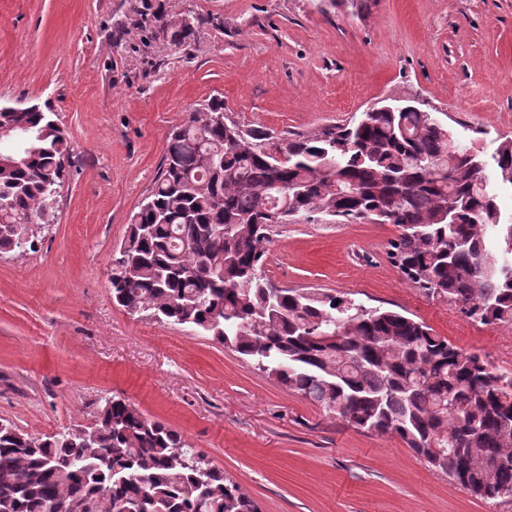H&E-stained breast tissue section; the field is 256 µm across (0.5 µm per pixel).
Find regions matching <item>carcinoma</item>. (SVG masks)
Listing matches in <instances>:
<instances>
[{
    "mask_svg": "<svg viewBox=\"0 0 512 512\" xmlns=\"http://www.w3.org/2000/svg\"><path fill=\"white\" fill-rule=\"evenodd\" d=\"M143 24L189 36L196 17ZM51 107L0 111V254L35 246L54 218L70 142ZM512 138L491 159L410 104L311 133L245 127L213 97L168 138L160 171L113 255L112 300L188 326L285 390L363 432L392 434L462 490L512 502V372L491 367L402 311L276 288L263 274L274 225L302 214L375 218L399 235L387 257L425 293L468 306L476 325L512 322ZM257 512L224 471L127 400L45 438L0 422V512Z\"/></svg>",
    "mask_w": 512,
    "mask_h": 512,
    "instance_id": "cac0c4a2",
    "label": "carcinoma"
}]
</instances>
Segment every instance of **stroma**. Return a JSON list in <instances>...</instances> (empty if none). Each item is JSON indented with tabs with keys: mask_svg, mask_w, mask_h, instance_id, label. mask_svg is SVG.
Wrapping results in <instances>:
<instances>
[{
	"mask_svg": "<svg viewBox=\"0 0 512 512\" xmlns=\"http://www.w3.org/2000/svg\"><path fill=\"white\" fill-rule=\"evenodd\" d=\"M207 25L176 44L143 9ZM224 100L244 126L311 132L384 100L492 155L512 138V0H0V106L51 105L71 143L36 251L0 255V418L40 437L120 396L179 431L260 512H512L396 436L326 415L189 327L113 302L109 270L172 129ZM392 224L274 228L266 276L406 311L512 371V323H471L387 258Z\"/></svg>",
	"mask_w": 512,
	"mask_h": 512,
	"instance_id": "obj_1",
	"label": "stroma"
}]
</instances>
